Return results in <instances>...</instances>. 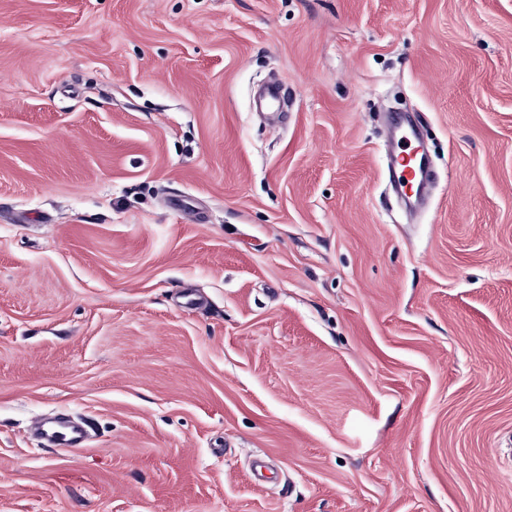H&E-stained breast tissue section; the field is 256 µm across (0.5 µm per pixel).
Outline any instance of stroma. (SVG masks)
<instances>
[{
  "mask_svg": "<svg viewBox=\"0 0 512 512\" xmlns=\"http://www.w3.org/2000/svg\"><path fill=\"white\" fill-rule=\"evenodd\" d=\"M0 512H512V0H0ZM420 127L418 115L393 112L389 119L388 135L399 146L392 158L390 181L395 193L409 206L422 198L427 186V181L421 185L422 173H428L431 167ZM33 425L42 447L77 449L85 447L89 440L86 423L68 413L47 418L39 416Z\"/></svg>",
  "mask_w": 512,
  "mask_h": 512,
  "instance_id": "35a3bbf8",
  "label": "stroma"
}]
</instances>
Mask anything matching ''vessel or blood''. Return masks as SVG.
Segmentation results:
<instances>
[{
  "label": "vessel or blood",
  "mask_w": 512,
  "mask_h": 512,
  "mask_svg": "<svg viewBox=\"0 0 512 512\" xmlns=\"http://www.w3.org/2000/svg\"><path fill=\"white\" fill-rule=\"evenodd\" d=\"M420 127L421 120L414 114L395 112L389 119L388 134L398 145L392 158L390 181L395 193L411 206L422 198L425 192L422 174L431 167ZM34 429L45 447L77 449L85 447L89 440L86 423L67 413L36 418Z\"/></svg>",
  "instance_id": "vessel-or-blood-1"
}]
</instances>
